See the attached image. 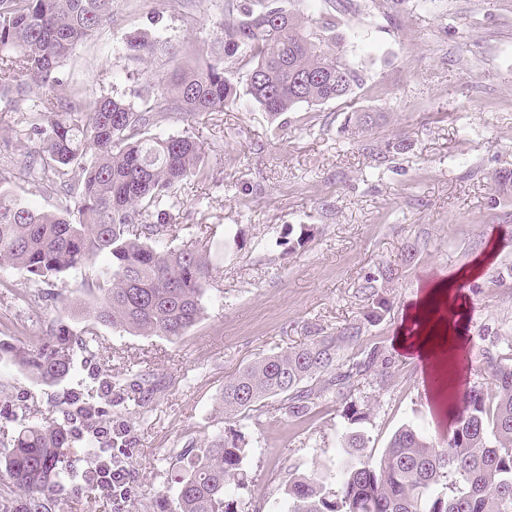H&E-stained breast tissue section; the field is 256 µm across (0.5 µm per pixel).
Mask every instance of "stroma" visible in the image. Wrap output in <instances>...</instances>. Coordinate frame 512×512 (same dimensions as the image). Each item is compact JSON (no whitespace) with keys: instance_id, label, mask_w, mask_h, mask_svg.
I'll return each mask as SVG.
<instances>
[{"instance_id":"35a3bbf8","label":"stroma","mask_w":512,"mask_h":512,"mask_svg":"<svg viewBox=\"0 0 512 512\" xmlns=\"http://www.w3.org/2000/svg\"><path fill=\"white\" fill-rule=\"evenodd\" d=\"M155 8L117 0L111 27L66 63L70 83L125 99L146 92L139 64L121 50L137 29L194 46L206 61L222 36L224 0H189L156 22ZM302 9L335 20L341 54L362 77L354 107L379 113V123L354 137L342 102L274 120L246 97L163 122L160 134L202 143L212 172L179 187L184 219L169 240L207 254L203 318L174 341L101 328L93 349L76 348L73 377L53 388L0 359V394L20 398L31 422H62L75 399L103 410V426L126 442L129 497L76 496L66 481L73 512H159L199 448L220 435L244 436L249 448L246 483L227 488L238 512H286L290 479L333 477L352 413L362 414L374 456L406 425L447 440L449 415L395 345L409 307L440 281L460 293L463 321L460 384L448 401L459 407L464 391L493 389L485 352L512 337V186L497 181L512 170V0H435L426 11L398 0L389 21L369 14L366 0H304ZM382 264L397 270L383 290L391 309L367 338L379 342L386 373L318 400L302 429L277 397L224 418L231 375L361 317L359 285ZM92 300L84 272L33 279L0 266V339L32 345L59 324L80 328L75 305Z\"/></svg>"}]
</instances>
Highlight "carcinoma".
<instances>
[{
    "label": "carcinoma",
    "mask_w": 512,
    "mask_h": 512,
    "mask_svg": "<svg viewBox=\"0 0 512 512\" xmlns=\"http://www.w3.org/2000/svg\"><path fill=\"white\" fill-rule=\"evenodd\" d=\"M300 2L224 0V54L199 66L192 47H182L171 79L143 72L156 92L131 102L61 77L76 47L112 24L115 0H0V112L22 113L21 136L32 143L9 163L59 201L54 211L37 210L0 186V266L44 279L88 269L94 296L79 331L60 325L30 348L0 340V357L52 387L69 377L76 344L95 341L101 327L177 339L202 318L203 285L212 271L206 255L164 241L179 224L177 188L209 173L200 142L155 133L161 122L222 112L246 95L272 118L300 105L341 101L351 108L348 130L373 128L378 116L353 109L361 76L329 36L335 21L304 17ZM122 51L142 63L158 45L135 31ZM100 254L109 259L101 270L93 266ZM396 271L386 264L363 277L360 292L370 304L361 318L240 369L224 384V417L280 396L302 427L325 393L350 390L378 365V346L363 342L367 326L389 311L380 291ZM507 349L488 361L493 394L469 390L446 444L403 427L375 460L364 454L363 435L346 434L348 458L335 481L315 473L293 478L288 512H512V342ZM0 410L20 426L0 461V487L24 495L20 512H48L51 499L67 512L56 487L72 431L63 422L24 421L15 402H0ZM247 453L241 439L208 442L166 512H237L225 488L244 483Z\"/></svg>",
    "instance_id": "carcinoma-1"
}]
</instances>
